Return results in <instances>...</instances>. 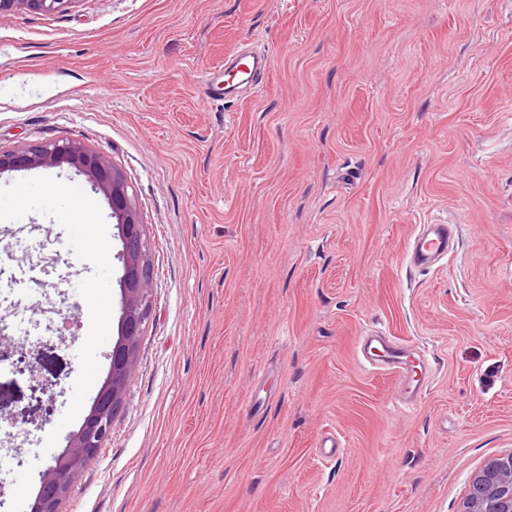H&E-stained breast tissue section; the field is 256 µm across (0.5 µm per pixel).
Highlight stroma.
I'll list each match as a JSON object with an SVG mask.
<instances>
[{
  "label": "stroma",
  "mask_w": 512,
  "mask_h": 512,
  "mask_svg": "<svg viewBox=\"0 0 512 512\" xmlns=\"http://www.w3.org/2000/svg\"><path fill=\"white\" fill-rule=\"evenodd\" d=\"M246 46L271 57L261 93L206 103ZM63 140L125 175L154 295L112 437L63 512H458L512 451V0L9 13L0 151ZM8 207L0 486L19 512L107 377L123 269L74 167L0 174ZM422 224L456 234L425 271L405 256ZM372 329L437 364L411 409L357 351ZM327 432L345 445L331 460Z\"/></svg>",
  "instance_id": "obj_1"
}]
</instances>
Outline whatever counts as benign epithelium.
<instances>
[{
    "label": "benign epithelium",
    "mask_w": 512,
    "mask_h": 512,
    "mask_svg": "<svg viewBox=\"0 0 512 512\" xmlns=\"http://www.w3.org/2000/svg\"><path fill=\"white\" fill-rule=\"evenodd\" d=\"M77 0H0V18L17 9L54 14ZM69 160L91 188L104 194L117 220L123 245L120 280L121 336L110 353V371L90 412L68 445L42 474L35 512H60L77 473L90 464L112 435L132 378L137 348L153 309L151 252L136 201L123 173L106 157L79 141L50 142L28 150L0 152V171L54 167ZM460 512H512V451L487 460L472 476Z\"/></svg>",
    "instance_id": "benign-epithelium-1"
}]
</instances>
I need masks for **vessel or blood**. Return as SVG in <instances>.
Here are the masks:
<instances>
[{
	"label": "vessel or blood",
	"mask_w": 512,
	"mask_h": 512,
	"mask_svg": "<svg viewBox=\"0 0 512 512\" xmlns=\"http://www.w3.org/2000/svg\"><path fill=\"white\" fill-rule=\"evenodd\" d=\"M270 69V57L264 52L238 53L224 64V88H208L206 98L218 101L237 96L241 91H258L264 75ZM452 232L445 224H423L414 233L409 252L410 264L427 268L448 253ZM359 351L366 362L391 374L397 383L398 402L413 405L428 378L419 354L410 346L379 333L363 336Z\"/></svg>",
	"instance_id": "vessel-or-blood-1"
}]
</instances>
